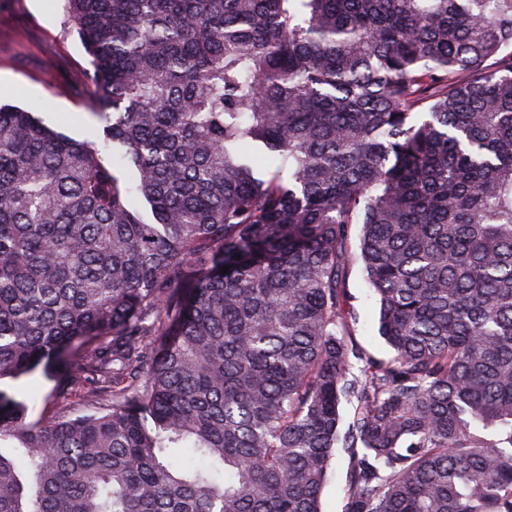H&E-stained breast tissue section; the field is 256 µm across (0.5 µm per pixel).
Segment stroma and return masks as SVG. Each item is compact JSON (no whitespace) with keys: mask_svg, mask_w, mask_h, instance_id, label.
<instances>
[{"mask_svg":"<svg viewBox=\"0 0 512 512\" xmlns=\"http://www.w3.org/2000/svg\"><path fill=\"white\" fill-rule=\"evenodd\" d=\"M91 58L66 21L64 0H0V103L33 112L57 132L77 141H92L111 158L104 123L90 102L94 86L77 81L91 71ZM357 312L356 339L375 357L391 350L378 332L379 302L370 289L362 264L350 279ZM28 405L30 418H39L54 384L43 372L0 381Z\"/></svg>","mask_w":512,"mask_h":512,"instance_id":"1","label":"stroma"}]
</instances>
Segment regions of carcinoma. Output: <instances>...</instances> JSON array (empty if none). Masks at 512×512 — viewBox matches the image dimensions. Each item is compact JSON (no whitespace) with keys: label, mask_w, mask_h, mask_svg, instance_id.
<instances>
[{"label":"carcinoma","mask_w":512,"mask_h":512,"mask_svg":"<svg viewBox=\"0 0 512 512\" xmlns=\"http://www.w3.org/2000/svg\"><path fill=\"white\" fill-rule=\"evenodd\" d=\"M64 2L135 180L0 105V381L81 401L0 387V512H512V0ZM350 287L355 297L353 304L357 312V341L373 356L388 359L391 357V350L378 332V298L369 287L361 262H357L352 269ZM53 387L54 382L47 379L40 369L15 381H2V388L12 390L19 399H25L30 419L41 416L45 399L51 394ZM348 464V457L342 453H336L332 459L329 480L321 496L323 512H344Z\"/></svg>","instance_id":"obj_1"}]
</instances>
